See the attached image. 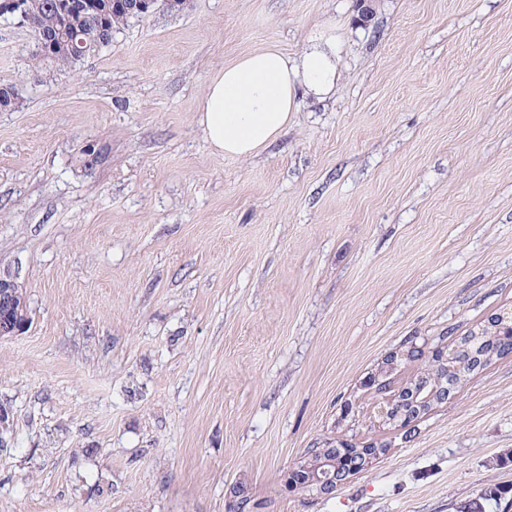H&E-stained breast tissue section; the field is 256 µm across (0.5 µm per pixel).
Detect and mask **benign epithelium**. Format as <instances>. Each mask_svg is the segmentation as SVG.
<instances>
[{"label": "benign epithelium", "mask_w": 512, "mask_h": 512, "mask_svg": "<svg viewBox=\"0 0 512 512\" xmlns=\"http://www.w3.org/2000/svg\"><path fill=\"white\" fill-rule=\"evenodd\" d=\"M158 0H113V4L122 6L129 12L148 14ZM0 19L12 22L17 26L31 28L32 18L28 13L27 0H0ZM64 45L71 54L83 58L92 53L95 44L74 32L65 36ZM102 151L94 143L87 144L82 152L80 166L90 169L100 162ZM28 322L27 300L22 287L9 275L0 274V337L15 336L22 332ZM496 342L478 361L463 359L453 366H447L448 358H443L439 365L427 373L413 375L405 385H392L386 378V373L370 377L364 384L366 392L373 395L374 402L379 405L378 420L380 425H386L394 430H410L414 424L423 418V404L434 406L448 400V394L455 392L464 377L476 368L478 363H486L494 356L512 350V326L496 327L493 333ZM437 371L444 372L443 381L431 388L428 399L417 400L419 393L426 387L425 379ZM346 457L354 460L353 469L363 471L370 468L373 462L382 455V449L369 448L355 442L344 445ZM298 463H293L285 474L288 478L286 487L290 490L309 489L320 494L334 492L349 477V474L335 468H327L321 474L311 478L298 475Z\"/></svg>", "instance_id": "1"}]
</instances>
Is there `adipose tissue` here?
Masks as SVG:
<instances>
[{
    "instance_id": "obj_1",
    "label": "adipose tissue",
    "mask_w": 512,
    "mask_h": 512,
    "mask_svg": "<svg viewBox=\"0 0 512 512\" xmlns=\"http://www.w3.org/2000/svg\"><path fill=\"white\" fill-rule=\"evenodd\" d=\"M340 49L321 32L296 57L269 46L225 64L209 81L198 115L206 141L227 156L249 158L287 129L299 97L326 99L339 77Z\"/></svg>"
}]
</instances>
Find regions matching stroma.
<instances>
[{
    "label": "stroma",
    "mask_w": 512,
    "mask_h": 512,
    "mask_svg": "<svg viewBox=\"0 0 512 512\" xmlns=\"http://www.w3.org/2000/svg\"><path fill=\"white\" fill-rule=\"evenodd\" d=\"M190 0L36 67L0 20V512H512V354L410 437L350 420L408 342L512 308V0ZM343 43L330 98L251 158L198 124L212 75L269 45ZM104 158L90 172L87 142ZM390 451L329 495L283 475L333 439ZM0 337L15 336L28 322L27 300L22 287L10 275L0 273ZM505 489L494 487L481 491L477 498L469 501L468 503L460 506V512H486L487 506L493 501L496 505L501 501L502 495L506 494Z\"/></svg>",
    "instance_id": "obj_1"
}]
</instances>
